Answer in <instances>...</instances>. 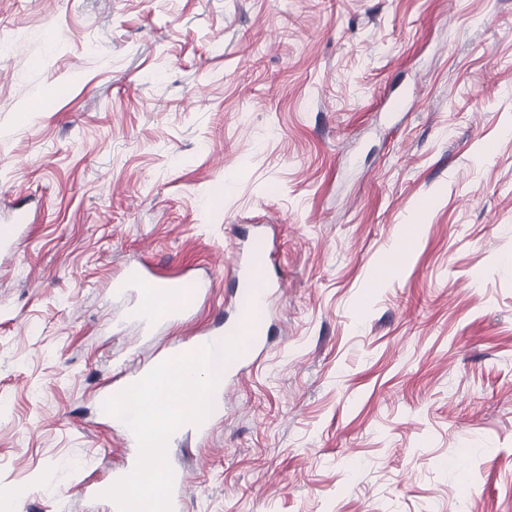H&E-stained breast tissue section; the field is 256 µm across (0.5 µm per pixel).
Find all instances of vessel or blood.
Wrapping results in <instances>:
<instances>
[{
    "label": "vessel or blood",
    "instance_id": "obj_1",
    "mask_svg": "<svg viewBox=\"0 0 512 512\" xmlns=\"http://www.w3.org/2000/svg\"><path fill=\"white\" fill-rule=\"evenodd\" d=\"M268 243L261 233L247 237L246 243L238 252L234 271L236 288L234 290L236 310L233 318L218 321L209 331L203 332L192 340L179 343L162 353V360L193 353L205 346L220 347L227 338L239 335L244 339L242 353L227 360L228 372L242 374L250 365V357L263 349L268 332L262 313L269 299V286L263 283L261 273L267 259ZM168 288L172 298L164 308H156L151 302L152 292L158 288ZM213 288L212 281L182 276L165 281L155 276L145 265H128L125 276L113 284L114 294L123 296L139 293V301L131 308V316L145 332H153L166 320L191 316L197 298L208 295ZM152 369L151 364L140 365L136 370L109 380L99 389V402L118 395L129 385L139 381ZM212 410L202 422H188L181 426L184 434H209L213 420L224 410V397L212 395Z\"/></svg>",
    "mask_w": 512,
    "mask_h": 512
}]
</instances>
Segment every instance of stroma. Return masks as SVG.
I'll use <instances>...</instances> for the list:
<instances>
[{
    "instance_id": "stroma-1",
    "label": "stroma",
    "mask_w": 512,
    "mask_h": 512,
    "mask_svg": "<svg viewBox=\"0 0 512 512\" xmlns=\"http://www.w3.org/2000/svg\"><path fill=\"white\" fill-rule=\"evenodd\" d=\"M0 38V501L110 512L100 385L231 313L262 224L184 512H512V0H0ZM131 261L224 270L145 336ZM267 251L266 238L259 232L247 237L246 244L240 248L234 271L236 310L232 319L224 318V321L221 319L209 331L199 334L190 341L174 345L149 363L140 365L133 372L113 377L99 389L97 403L100 414L109 419L103 404L129 385L142 379L160 363L182 354L196 352L204 346H212L215 351H220L223 341L234 335L243 337V351L232 359L224 357L227 374L235 373V376H239L250 367L252 365L249 362L250 357L258 350H263L268 336L263 316L270 289L269 284L263 283L261 277ZM254 313H258L260 317L249 320V315Z\"/></svg>"
}]
</instances>
